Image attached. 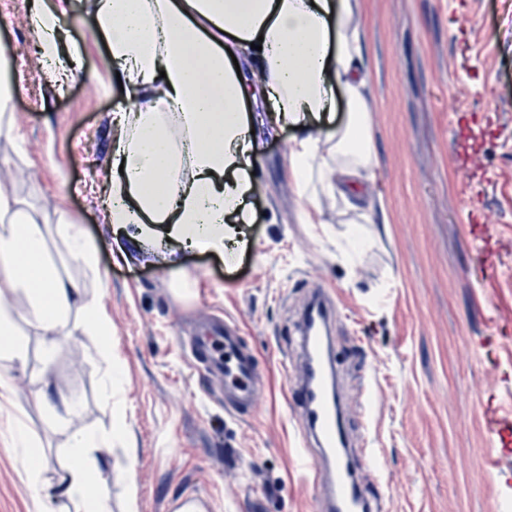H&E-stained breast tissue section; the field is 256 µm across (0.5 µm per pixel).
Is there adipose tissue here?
<instances>
[{
  "label": "adipose tissue",
  "instance_id": "ef3b65f1",
  "mask_svg": "<svg viewBox=\"0 0 512 512\" xmlns=\"http://www.w3.org/2000/svg\"><path fill=\"white\" fill-rule=\"evenodd\" d=\"M358 7L359 0H93L96 34L134 95L113 119L105 210L113 233L139 242L165 225L163 258L170 263L180 250L220 254L245 246L253 220L249 198L258 190L251 164L260 148L255 131L268 111L276 123L300 132L290 157L300 196L315 176L345 209L361 210L373 157ZM67 13L63 4L31 18L45 62L60 53L58 31ZM243 57L250 66L240 72L234 61ZM340 89L347 122L325 134L313 130L312 119L333 112ZM257 100L264 112L248 111ZM53 231L68 261L98 274L82 225L61 214L48 226L0 180L1 358L25 355L24 344L9 337L6 295L18 289L45 335H57L75 314L104 347L112 345V325L97 297L52 260ZM105 443L89 431L71 438L53 491L74 512H112L101 491L109 469Z\"/></svg>",
  "mask_w": 512,
  "mask_h": 512
}]
</instances>
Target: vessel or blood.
Segmentation results:
<instances>
[{
	"label": "vessel or blood",
	"mask_w": 512,
	"mask_h": 512,
	"mask_svg": "<svg viewBox=\"0 0 512 512\" xmlns=\"http://www.w3.org/2000/svg\"><path fill=\"white\" fill-rule=\"evenodd\" d=\"M331 317L323 299H316L303 318L297 345L302 353L301 382L295 388L301 429L315 440V448H303L300 466L308 474L329 512H372L370 500L356 492L355 476L347 463L348 450L340 423L339 402L330 400L334 367L322 351L327 341L322 330ZM229 357L224 365V388L236 393L245 406H254L260 394V375L253 355L238 344L236 336L224 334L217 344L196 343L200 358H211L217 349Z\"/></svg>",
	"instance_id": "b4317fda"
}]
</instances>
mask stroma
Returning <instances> with one entry per match:
<instances>
[{"label": "stroma", "mask_w": 512, "mask_h": 512, "mask_svg": "<svg viewBox=\"0 0 512 512\" xmlns=\"http://www.w3.org/2000/svg\"><path fill=\"white\" fill-rule=\"evenodd\" d=\"M362 64L371 79L373 210L355 264L336 244L357 212L315 190L316 223L303 221L290 172L297 130L263 136L259 191L247 250L180 255L172 271L148 242L112 260L103 188L126 91L81 0L59 31L58 86L41 68L32 0H0V49L17 54L15 127L0 137V170L43 220L64 211L83 225L100 269L66 273L99 298L122 366L103 405V347L70 319L46 360L44 336L22 292L9 294L23 361L0 399V512H68L51 486L72 432H121L102 488L112 512H168L182 495L208 494L209 512H321L298 464L301 431L287 396L292 352L312 285L335 304L328 334L343 426L355 445L381 451L383 476L361 493L381 512H506L512 455L494 447L485 411L512 388V0H360ZM80 42L72 59L65 48ZM232 322L260 364L264 391L239 413L224 405V377L204 372L182 339L207 340ZM80 410L59 427L41 408L45 378ZM47 461L31 479L15 423Z\"/></svg>", "instance_id": "stroma-1"}]
</instances>
